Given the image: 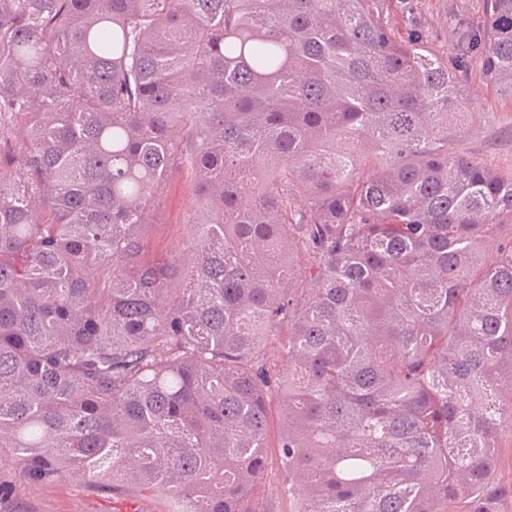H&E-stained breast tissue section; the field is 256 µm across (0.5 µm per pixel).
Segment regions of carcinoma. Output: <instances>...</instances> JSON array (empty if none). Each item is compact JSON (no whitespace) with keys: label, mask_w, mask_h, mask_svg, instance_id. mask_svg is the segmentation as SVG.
I'll return each instance as SVG.
<instances>
[{"label":"carcinoma","mask_w":512,"mask_h":512,"mask_svg":"<svg viewBox=\"0 0 512 512\" xmlns=\"http://www.w3.org/2000/svg\"><path fill=\"white\" fill-rule=\"evenodd\" d=\"M455 67L388 0H0V457L138 512H497L512 169L457 154ZM375 173L360 175L362 164ZM190 171V257L139 228ZM308 257L306 287L293 259ZM283 352L285 367L269 356ZM274 462V461H273ZM284 476L278 471L277 464L268 468L259 489L258 508L260 512H289L288 497L283 492Z\"/></svg>","instance_id":"1"}]
</instances>
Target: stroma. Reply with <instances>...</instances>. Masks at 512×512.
<instances>
[{
  "mask_svg": "<svg viewBox=\"0 0 512 512\" xmlns=\"http://www.w3.org/2000/svg\"><path fill=\"white\" fill-rule=\"evenodd\" d=\"M484 0H392L390 22L401 36L416 34L437 55L448 61L459 56L463 25H478ZM483 53H470L460 76L473 98L478 115L454 145L457 153L494 170L512 168V96L500 91L485 76ZM159 204L144 227L149 256L185 259L193 229L192 184L186 175H172L159 192ZM0 482L14 491L0 500V512H117L110 494L82 490L64 483L46 486L22 482L10 459L0 458Z\"/></svg>",
  "mask_w": 512,
  "mask_h": 512,
  "instance_id": "1",
  "label": "stroma"
}]
</instances>
